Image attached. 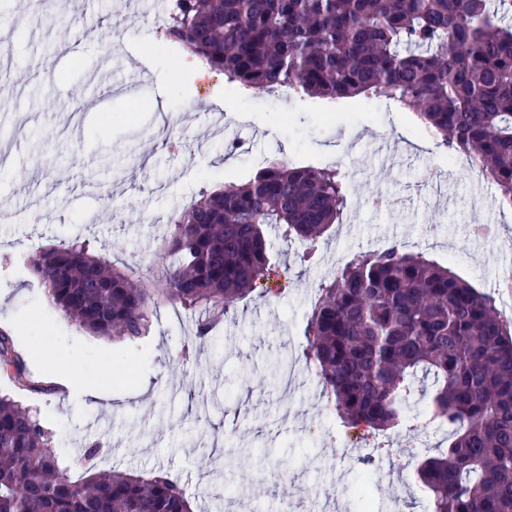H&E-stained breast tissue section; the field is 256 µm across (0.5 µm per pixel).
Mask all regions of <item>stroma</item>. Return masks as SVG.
I'll return each mask as SVG.
<instances>
[{
    "mask_svg": "<svg viewBox=\"0 0 512 512\" xmlns=\"http://www.w3.org/2000/svg\"><path fill=\"white\" fill-rule=\"evenodd\" d=\"M0 0V145L12 146L0 168V326L10 329L28 375L74 370L99 375L94 402L59 390L15 392L0 375V394L36 410L52 431L58 464L71 480L85 444L101 442L99 466L177 477L195 512H220L227 493L235 512H310L315 503L357 512V490L371 483L400 512H432L404 465L403 451L434 453L447 430L363 433L368 450L333 451L331 431H354L326 409L312 380L283 390L279 372L293 339L302 338L309 298L349 253L375 242L421 252L450 267L512 316L497 279L512 266V208L496 185L478 183L467 164L449 159L439 137L415 112L362 100L328 107L281 89L243 95L222 73L202 82L176 71L170 52L145 54L167 0ZM249 152L226 156L225 130ZM388 141L391 153L375 144ZM290 166L348 172L341 221L325 232L314 261L296 240L269 229L271 258L283 286L240 300L221 329L194 341L195 316L161 304L149 336L127 347L76 327L28 273L22 256L77 235L111 248L116 265L156 263L170 219L199 192L246 182L261 158ZM379 195L403 199L377 211ZM474 224L495 235L475 244ZM189 345L187 363L168 351ZM230 456L239 470L220 474L211 460Z\"/></svg>",
    "mask_w": 512,
    "mask_h": 512,
    "instance_id": "stroma-1",
    "label": "stroma"
}]
</instances>
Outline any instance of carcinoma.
Segmentation results:
<instances>
[{"mask_svg": "<svg viewBox=\"0 0 512 512\" xmlns=\"http://www.w3.org/2000/svg\"><path fill=\"white\" fill-rule=\"evenodd\" d=\"M171 13L167 39L247 91L286 88L331 103L362 95L420 114L512 207V0H176ZM345 203L338 170L275 159L173 216L152 276L116 267L80 238L32 249L24 262L96 336L134 345L169 302L197 314L205 337L271 278L263 227L281 225L312 251ZM304 336L349 427L406 425L417 382L429 392V421L454 426L448 447L416 468L432 512H512V325L491 295L420 253L357 251L318 290ZM0 373L19 392L54 391L22 372L2 327ZM0 512L190 508L161 470L71 481L36 411L0 395Z\"/></svg>", "mask_w": 512, "mask_h": 512, "instance_id": "cac0c4a2", "label": "carcinoma"}]
</instances>
